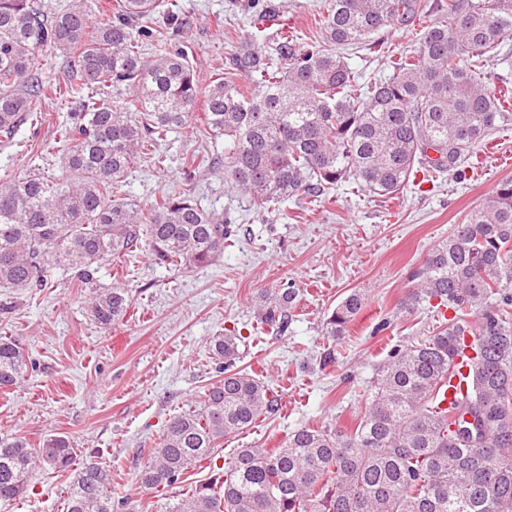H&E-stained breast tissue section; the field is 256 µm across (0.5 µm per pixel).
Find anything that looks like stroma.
<instances>
[{"instance_id": "1", "label": "stroma", "mask_w": 512, "mask_h": 512, "mask_svg": "<svg viewBox=\"0 0 512 512\" xmlns=\"http://www.w3.org/2000/svg\"><path fill=\"white\" fill-rule=\"evenodd\" d=\"M186 20L182 37L194 47L201 85L223 69L249 30L246 10L235 0H175ZM417 14L408 26H387L373 36L392 50L415 49L431 24ZM55 125L22 126L17 146L0 151V178L40 168L61 174V155L46 144ZM158 149L164 168L146 162L132 169L125 189L139 205L179 192L235 219L236 240L207 265L165 269L145 255L117 259L100 269L101 283L129 290L126 316L102 329L87 313V289L68 273H56L44 288H0V335L18 339L28 371L14 393L0 395V435L17 433L31 442L49 434L73 439L78 461L100 451L112 471L116 512H170L187 485L209 482L205 464L186 471L181 483L142 487L137 472L147 451L162 439L171 417L200 408L219 375L208 349L212 337L241 336L238 368L278 392L277 415L228 436L221 455L239 448H274L300 426L350 427L364 411L363 388L390 349L429 336L434 309L409 311L400 302L412 288L410 275L456 224L479 208L498 181L512 177V127L475 147L467 178L423 184L392 198L350 183L328 199L293 198L280 215L262 213L251 198L224 180V162L200 122L169 133ZM198 154L210 163L187 173L184 159ZM293 282L300 302L285 335H256L255 303L265 290ZM365 303L347 334L332 340L323 323L352 291ZM383 332H376L379 323ZM334 350L336 361L320 358ZM74 472H36L26 493L0 501V512H66Z\"/></svg>"}]
</instances>
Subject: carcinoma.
Here are the masks:
<instances>
[{
  "label": "carcinoma",
  "mask_w": 512,
  "mask_h": 512,
  "mask_svg": "<svg viewBox=\"0 0 512 512\" xmlns=\"http://www.w3.org/2000/svg\"><path fill=\"white\" fill-rule=\"evenodd\" d=\"M428 9L434 21L417 49L389 55L392 74L361 83L350 52L395 22ZM99 0H76L49 15L35 0H0V148L18 145L23 125L42 124L43 101L75 102L54 117L65 174L0 179V287L32 291L55 269H72L93 291L88 308L104 329L130 306L127 288L96 274L146 250L166 269L208 264L235 237L230 215L166 194L142 207L121 194L134 165L165 158L149 148L202 110L224 138V181L260 209L288 199L327 197L352 181L391 198L411 184L461 176L476 144L512 126V103L491 90L486 66L512 38V0H321V36L288 30L270 3L251 6L250 25L279 22L270 40L248 33L224 72L199 86L183 21L164 0H115L98 21ZM68 55L78 82H44L35 69L47 49ZM130 93L115 105L101 90ZM439 153L433 158L429 150ZM417 287L401 306L444 308L432 334L397 345L364 388L365 410L349 430L301 426L276 448H241L215 480L184 493L173 512H512V177L454 226L412 272ZM299 291H264L257 323L288 332ZM364 304L346 296L325 322L343 336ZM240 337L216 336L210 351L223 375L203 406L169 420L139 474L147 488L176 484L190 467L218 461L224 437L278 411L279 396L236 367ZM471 389L444 414L437 393L459 373ZM27 368L18 340L0 337V393ZM479 434L465 440V416ZM74 441L47 435L34 448L0 437V500L23 495L38 469L65 472ZM66 512H112V473L82 464Z\"/></svg>",
  "instance_id": "carcinoma-1"
}]
</instances>
